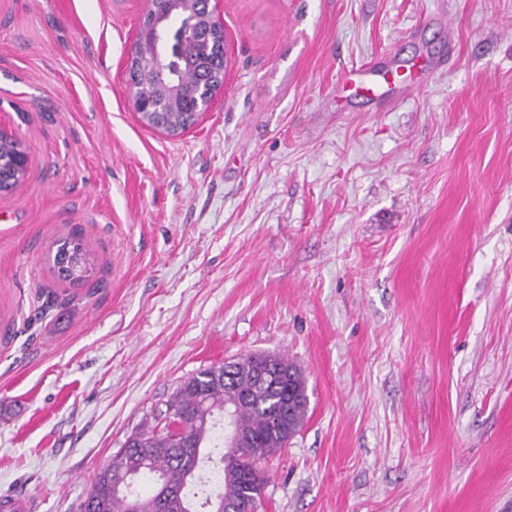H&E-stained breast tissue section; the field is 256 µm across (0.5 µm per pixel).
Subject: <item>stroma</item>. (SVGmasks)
I'll list each match as a JSON object with an SVG mask.
<instances>
[{"mask_svg": "<svg viewBox=\"0 0 512 512\" xmlns=\"http://www.w3.org/2000/svg\"><path fill=\"white\" fill-rule=\"evenodd\" d=\"M144 0H0V496L80 512L179 383L245 354L308 409L258 512H512V0H219L178 137L127 66ZM444 55L373 109L342 75ZM76 234L88 282L53 268Z\"/></svg>", "mask_w": 512, "mask_h": 512, "instance_id": "obj_1", "label": "stroma"}]
</instances>
